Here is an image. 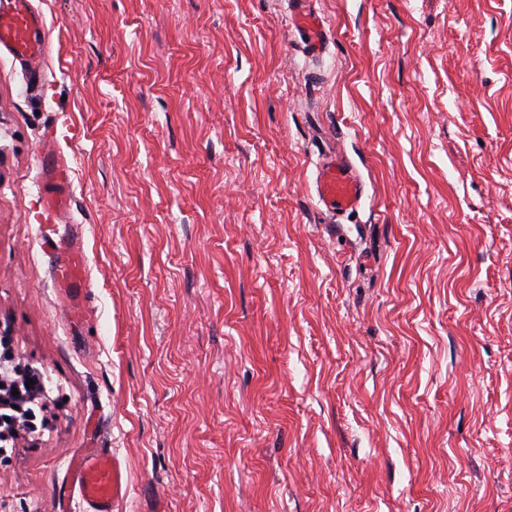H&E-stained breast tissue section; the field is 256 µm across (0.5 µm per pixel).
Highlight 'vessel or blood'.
I'll return each instance as SVG.
<instances>
[{"instance_id":"vessel-or-blood-1","label":"vessel or blood","mask_w":512,"mask_h":512,"mask_svg":"<svg viewBox=\"0 0 512 512\" xmlns=\"http://www.w3.org/2000/svg\"><path fill=\"white\" fill-rule=\"evenodd\" d=\"M309 51H320L326 31L319 17L310 10L298 9L294 17ZM41 21L29 8L28 0H13L10 10L0 13V50L31 62L40 59L44 43L40 36ZM42 217L52 220L64 210L69 200V171L59 156L43 157ZM318 195L328 209L339 214L354 212L361 204L364 183L356 169L344 157H337L320 171ZM53 250L59 262L60 285L66 293L77 291L83 277V262L70 245L58 242ZM73 476L87 512H113L125 493L119 460L111 453L94 449L89 455L75 459Z\"/></svg>"}]
</instances>
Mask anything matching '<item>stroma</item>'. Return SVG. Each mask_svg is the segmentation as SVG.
Returning <instances> with one entry per match:
<instances>
[{
    "label": "stroma",
    "instance_id": "1",
    "mask_svg": "<svg viewBox=\"0 0 512 512\" xmlns=\"http://www.w3.org/2000/svg\"><path fill=\"white\" fill-rule=\"evenodd\" d=\"M30 3L43 59L0 51V334L43 425L0 512H85L87 448L118 512H512V0H309L318 56L291 0ZM296 25L302 31L309 51L319 52L326 41L323 22L309 9L300 8L294 17ZM42 169L44 173L42 217L45 221H49L68 204L69 171L58 155L44 156ZM317 190L328 209L336 214H346L356 211L360 206L364 183L349 161L340 156L321 169ZM53 251L59 262L58 270L61 274L60 285L65 293L77 292V282L83 277V262L79 253L67 243L61 241L55 243ZM75 485L88 512H112L125 493L120 461L100 448L72 463Z\"/></svg>",
    "mask_w": 512,
    "mask_h": 512
}]
</instances>
